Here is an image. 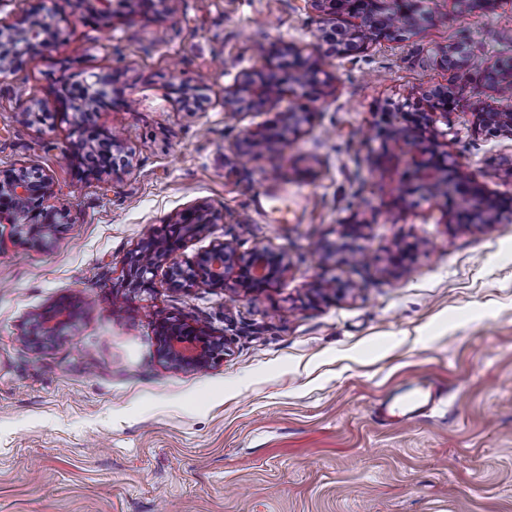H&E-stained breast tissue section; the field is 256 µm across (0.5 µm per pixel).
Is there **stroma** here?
<instances>
[{
    "mask_svg": "<svg viewBox=\"0 0 512 512\" xmlns=\"http://www.w3.org/2000/svg\"><path fill=\"white\" fill-rule=\"evenodd\" d=\"M0 0V21L54 18L56 38L0 74V178L28 169L53 191L20 234L0 207V512H512V215L456 223L409 192L403 145L371 136L407 103L449 85L440 57L466 45L476 68L448 113V153L492 197L512 198V137L473 132L498 107L489 76L512 65V0H420L424 22L343 59L322 60L308 96L229 119L226 92L272 48L316 55L331 21L314 0ZM107 77L91 117L121 161L86 172L85 128L40 119L63 85ZM201 89L183 109L179 86ZM306 107L255 158L243 134ZM206 207L150 289L134 284L141 243ZM359 227L367 256L336 252ZM288 258L261 292L174 284L168 269L213 245ZM343 295L322 298L317 282ZM65 305L60 335L32 333ZM224 338L208 367L169 363L158 318ZM444 408L392 426L375 416L414 384ZM205 212V207L198 206L183 215L180 221L176 223L179 233H182V228H184V233L188 237L202 233L207 228V224H210Z\"/></svg>",
    "mask_w": 512,
    "mask_h": 512,
    "instance_id": "stroma-1",
    "label": "stroma"
}]
</instances>
